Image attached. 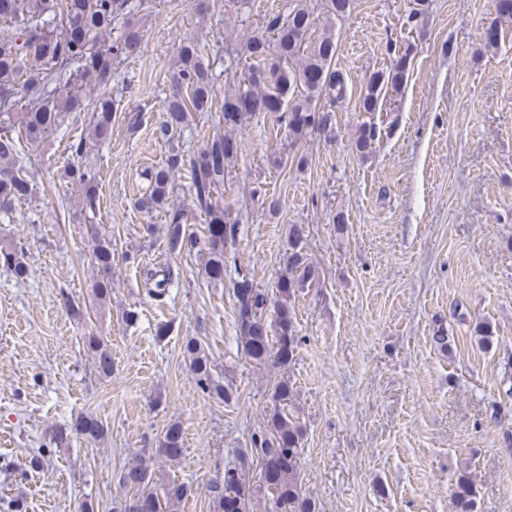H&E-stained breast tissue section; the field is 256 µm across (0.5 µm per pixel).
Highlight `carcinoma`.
I'll list each match as a JSON object with an SVG mask.
<instances>
[{
  "mask_svg": "<svg viewBox=\"0 0 512 512\" xmlns=\"http://www.w3.org/2000/svg\"><path fill=\"white\" fill-rule=\"evenodd\" d=\"M354 4L355 0H325L328 19L333 22L349 16ZM414 4L403 23L408 31L419 26L429 0H414ZM153 8V0H0V20L10 25L0 34V215L9 213L15 203L27 199L32 192L28 174L19 162L21 142L40 145L69 112L91 113L93 138L99 142L112 139L115 103L107 87L114 65L142 53L143 19L150 16ZM312 25V13L299 3L286 12L266 14L263 33L247 38L237 53V62H246L247 70L226 79L228 89L221 107L224 134L208 138L188 163L180 154H170L164 166L150 172L148 190L138 199V208L143 212L163 210L169 255L206 251L204 270L212 280L224 278V246L237 231L230 207L214 198L224 184V173L238 154L239 143L232 131L257 112H276L293 149L313 134L332 135L333 108L346 96V81L334 64L337 44L331 27L311 40L308 33ZM387 50L390 67L371 73L365 84L360 111L366 114L379 111L388 92L400 94L406 80L412 47L401 51L397 41L391 39ZM205 58L200 41L181 45L172 75L173 91L166 100L159 126L161 139L173 140L189 125L192 115L213 111V85ZM89 81L99 88L93 98L83 88ZM322 99L327 105H319ZM381 134L375 122L360 123L353 141L357 153L365 154ZM85 146L82 139L70 143L75 162L63 168L60 180L79 188L82 210L93 212L100 202L97 172L77 162ZM186 164L191 208L168 202L173 177ZM198 213L205 216L201 238L187 232V225ZM93 240L97 276L91 288L97 299L104 300L112 292V241L97 235ZM288 244L287 272L278 281L276 299H270L247 279L236 282L234 287L239 339L247 356L259 364L271 361L284 367L292 362L299 344L292 302L316 276L306 253L303 225H290ZM172 282V270L167 267L148 271L144 286L151 297L161 300ZM270 304L275 313L271 325L263 318ZM86 343L94 353L97 370L105 376L112 374L111 349L92 335L87 336ZM183 354L190 360L196 386L202 393L223 400L231 397L230 391L216 384L209 354L198 339H186ZM291 396L292 386L287 380L275 384L276 405L268 425L260 435L252 436L250 451L243 452V456L258 460L259 484H248L241 468L224 469L223 480L208 488L214 512H249L252 500L264 491L272 495L279 512H315V505L302 494L297 482L303 430L285 411ZM70 433L98 439L104 434V426L94 416L82 414L72 422L70 431H53V443H65ZM157 455L174 464L182 461L185 448L180 424L169 426L159 441ZM120 483L127 495L113 502L112 512H175V507L190 494L188 486L175 483L158 493L151 472L141 464L124 468ZM452 509L474 512V484L466 475L456 481Z\"/></svg>",
  "mask_w": 512,
  "mask_h": 512,
  "instance_id": "1",
  "label": "carcinoma"
}]
</instances>
